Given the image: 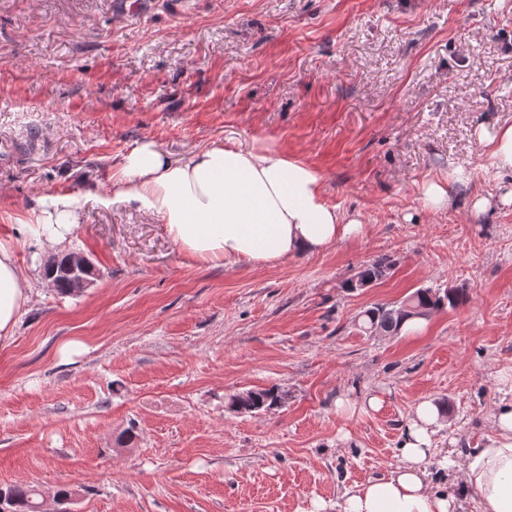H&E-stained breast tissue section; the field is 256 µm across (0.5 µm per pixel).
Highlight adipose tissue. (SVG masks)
I'll use <instances>...</instances> for the list:
<instances>
[{
    "mask_svg": "<svg viewBox=\"0 0 512 512\" xmlns=\"http://www.w3.org/2000/svg\"><path fill=\"white\" fill-rule=\"evenodd\" d=\"M94 197L159 219L181 251L214 264L276 265L363 232L358 219L325 202L313 166L264 144H215L175 156L144 142L123 155ZM78 203L67 193L38 196L29 227L35 250L70 241ZM35 286L14 246L0 242V341L14 336ZM444 417L438 403H418L403 427L402 464L347 489L340 512H464L469 504L476 512H512V401L493 409L482 444L456 462L459 491L451 495L434 488L431 470Z\"/></svg>",
    "mask_w": 512,
    "mask_h": 512,
    "instance_id": "ef3b65f1",
    "label": "adipose tissue"
}]
</instances>
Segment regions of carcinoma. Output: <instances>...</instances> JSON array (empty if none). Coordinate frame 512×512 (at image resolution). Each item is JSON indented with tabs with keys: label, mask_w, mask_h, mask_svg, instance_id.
Returning a JSON list of instances; mask_svg holds the SVG:
<instances>
[{
	"label": "carcinoma",
	"mask_w": 512,
	"mask_h": 512,
	"mask_svg": "<svg viewBox=\"0 0 512 512\" xmlns=\"http://www.w3.org/2000/svg\"><path fill=\"white\" fill-rule=\"evenodd\" d=\"M65 257H54L45 267L46 274L53 278L60 294H69L72 290L69 271L64 266ZM395 263L386 256L377 257L362 265L351 278L342 282L341 287L354 292L369 288L392 276ZM467 295L462 288H419L400 302L377 304L361 314L360 325L363 328H376L377 333L393 336L400 333L403 324L410 319H420L444 308H456L466 301ZM286 394L277 387L260 390H248L231 396L228 407L237 413H251L271 410L281 406ZM41 493L32 486H14L0 490V499L4 500L7 512H42Z\"/></svg>",
	"instance_id": "1"
}]
</instances>
